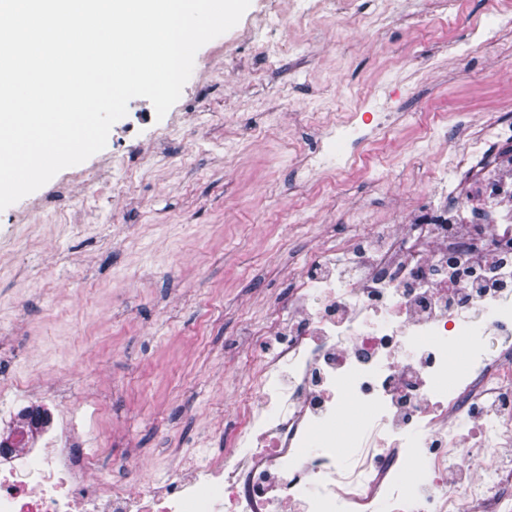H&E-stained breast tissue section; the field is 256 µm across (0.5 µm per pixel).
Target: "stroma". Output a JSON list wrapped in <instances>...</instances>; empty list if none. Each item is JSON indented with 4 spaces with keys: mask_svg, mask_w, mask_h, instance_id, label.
I'll list each match as a JSON object with an SVG mask.
<instances>
[{
    "mask_svg": "<svg viewBox=\"0 0 512 512\" xmlns=\"http://www.w3.org/2000/svg\"><path fill=\"white\" fill-rule=\"evenodd\" d=\"M511 4L325 0L300 26L303 0H251L271 26L203 45L164 118L132 99L102 151L0 211V434L43 406L63 447L156 492L233 456L317 253L444 207L467 137L512 115Z\"/></svg>",
    "mask_w": 512,
    "mask_h": 512,
    "instance_id": "obj_1",
    "label": "stroma"
}]
</instances>
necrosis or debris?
<instances>
[{"label":"necrosis or debris","mask_w":512,"mask_h":512,"mask_svg":"<svg viewBox=\"0 0 512 512\" xmlns=\"http://www.w3.org/2000/svg\"><path fill=\"white\" fill-rule=\"evenodd\" d=\"M479 190L481 209L452 189L447 210H419L417 223L438 230L432 249L394 227L369 267L333 251L316 257V272L297 288L299 312L274 320L286 341L265 365L259 399L241 404L235 443L247 469L234 461L178 472L160 495L115 488L93 458L74 449L60 466L21 429L0 450V512H79L90 500L103 512H193L203 503L220 512H373L378 496L406 512H418L424 496L433 512H512V365L478 374L448 357L477 327L512 335V177L492 164ZM464 213L466 235L454 222ZM459 275L484 295L449 293ZM477 391L494 402L478 414ZM347 399L367 410L369 424L348 434L353 453L343 463L332 449ZM431 403L440 416L430 417ZM393 416L407 442L387 461L378 448ZM464 428L480 437L462 458L476 475L452 487Z\"/></svg>","instance_id":"obj_1"}]
</instances>
